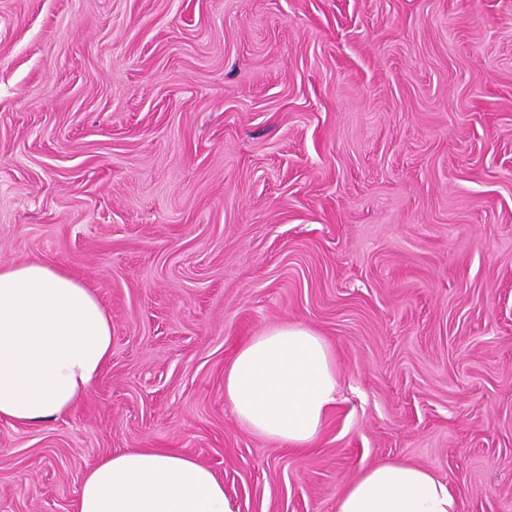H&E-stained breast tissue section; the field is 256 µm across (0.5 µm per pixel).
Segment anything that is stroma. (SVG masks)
Returning <instances> with one entry per match:
<instances>
[{
  "label": "stroma",
  "instance_id": "1",
  "mask_svg": "<svg viewBox=\"0 0 512 512\" xmlns=\"http://www.w3.org/2000/svg\"><path fill=\"white\" fill-rule=\"evenodd\" d=\"M0 259L112 317L84 400L0 421V512H75L132 448L238 512H334L392 459L512 512V0H0ZM286 322L339 373L308 449L224 400Z\"/></svg>",
  "mask_w": 512,
  "mask_h": 512
}]
</instances>
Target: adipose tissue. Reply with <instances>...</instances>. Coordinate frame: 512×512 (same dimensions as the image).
<instances>
[{
	"instance_id": "adipose-tissue-1",
	"label": "adipose tissue",
	"mask_w": 512,
	"mask_h": 512,
	"mask_svg": "<svg viewBox=\"0 0 512 512\" xmlns=\"http://www.w3.org/2000/svg\"><path fill=\"white\" fill-rule=\"evenodd\" d=\"M112 354V319L96 295L38 260L0 261V420L35 425L74 408ZM338 372L322 336L282 324L242 342L224 368V399L252 431L309 447L335 406ZM77 512H236L205 465L168 450L131 449L86 472ZM335 512H461L430 467L399 461L365 469Z\"/></svg>"
}]
</instances>
